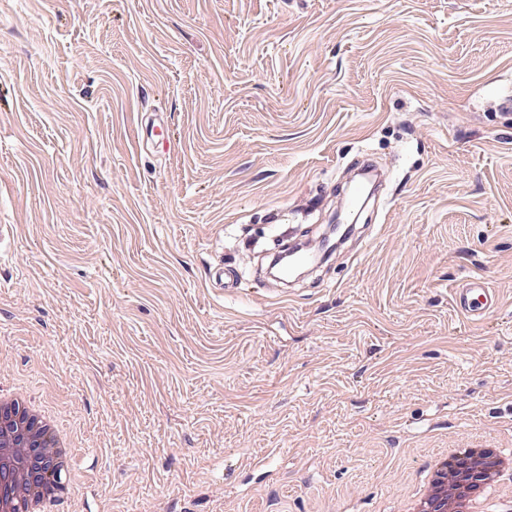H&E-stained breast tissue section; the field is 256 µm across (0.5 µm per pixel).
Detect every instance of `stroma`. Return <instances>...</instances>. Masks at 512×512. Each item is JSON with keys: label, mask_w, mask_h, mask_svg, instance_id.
Here are the masks:
<instances>
[{"label": "stroma", "mask_w": 512, "mask_h": 512, "mask_svg": "<svg viewBox=\"0 0 512 512\" xmlns=\"http://www.w3.org/2000/svg\"><path fill=\"white\" fill-rule=\"evenodd\" d=\"M511 89L512 0H0V376L80 448L58 512H389L512 453ZM455 309L468 321L479 323L499 306L498 298L480 275L470 276L458 288H453Z\"/></svg>", "instance_id": "1"}]
</instances>
